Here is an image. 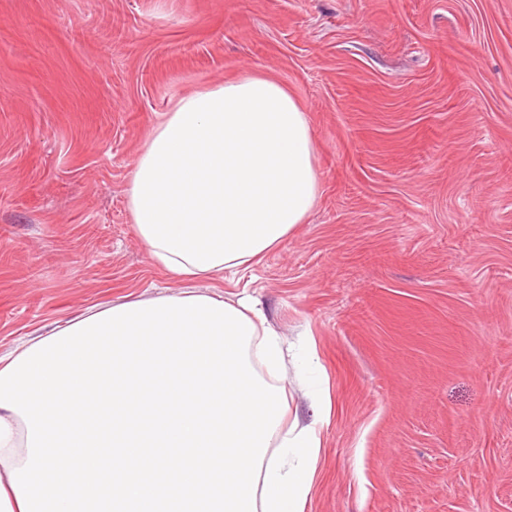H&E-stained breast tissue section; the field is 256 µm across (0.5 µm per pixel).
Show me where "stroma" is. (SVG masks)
Wrapping results in <instances>:
<instances>
[{
  "label": "stroma",
  "mask_w": 512,
  "mask_h": 512,
  "mask_svg": "<svg viewBox=\"0 0 512 512\" xmlns=\"http://www.w3.org/2000/svg\"><path fill=\"white\" fill-rule=\"evenodd\" d=\"M246 70L301 102L321 194L207 287L324 374L304 512H512V0H0V351L171 286L132 165Z\"/></svg>",
  "instance_id": "stroma-1"
}]
</instances>
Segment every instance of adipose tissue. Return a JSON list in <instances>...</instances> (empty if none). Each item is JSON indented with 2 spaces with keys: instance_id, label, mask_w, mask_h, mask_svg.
Masks as SVG:
<instances>
[{
  "instance_id": "ef3b65f1",
  "label": "adipose tissue",
  "mask_w": 512,
  "mask_h": 512,
  "mask_svg": "<svg viewBox=\"0 0 512 512\" xmlns=\"http://www.w3.org/2000/svg\"><path fill=\"white\" fill-rule=\"evenodd\" d=\"M315 153L295 96L261 73L164 114L126 196L151 263L182 290L87 308L0 355V512H303L330 413L324 376L304 356L315 422L287 424L278 332L254 304L195 286L307 221ZM82 399L88 416L64 420ZM156 475L169 493L144 495Z\"/></svg>"
}]
</instances>
